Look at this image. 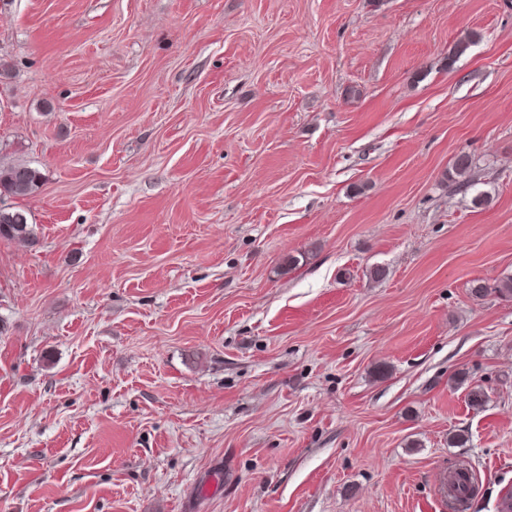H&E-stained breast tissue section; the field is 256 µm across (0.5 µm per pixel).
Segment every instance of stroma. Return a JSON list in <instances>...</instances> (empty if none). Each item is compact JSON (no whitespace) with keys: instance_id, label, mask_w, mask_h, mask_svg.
Returning a JSON list of instances; mask_svg holds the SVG:
<instances>
[{"instance_id":"35a3bbf8","label":"stroma","mask_w":512,"mask_h":512,"mask_svg":"<svg viewBox=\"0 0 512 512\" xmlns=\"http://www.w3.org/2000/svg\"><path fill=\"white\" fill-rule=\"evenodd\" d=\"M0 62V512H499L512 0H0ZM42 181V172L29 163H0V196L31 195L40 188ZM34 238V228L26 211L13 206H0V239L32 242ZM441 490L446 497L448 489L453 493L457 501L462 505L461 510L468 509L474 496V485L471 474L467 469H457L447 475L446 472L440 476Z\"/></svg>"}]
</instances>
